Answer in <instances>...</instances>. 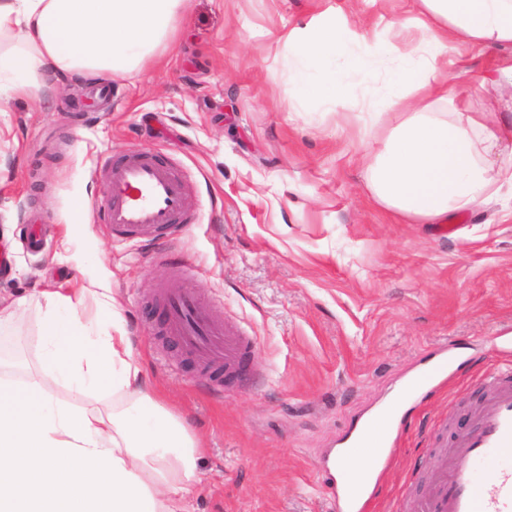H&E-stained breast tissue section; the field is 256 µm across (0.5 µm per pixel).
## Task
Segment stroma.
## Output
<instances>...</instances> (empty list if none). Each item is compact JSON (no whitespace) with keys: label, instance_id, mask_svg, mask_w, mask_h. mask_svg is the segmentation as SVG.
Returning <instances> with one entry per match:
<instances>
[{"label":"stroma","instance_id":"1","mask_svg":"<svg viewBox=\"0 0 512 512\" xmlns=\"http://www.w3.org/2000/svg\"><path fill=\"white\" fill-rule=\"evenodd\" d=\"M391 41L413 0H191L172 45L123 77L75 75L37 95L0 92V307L15 312L7 375L42 373L34 329L50 292L102 286L160 402L203 455L191 512H334L323 456L399 397L440 352L458 367L413 406L377 491V512H416L447 432H463L512 369L493 338L512 331V190L450 224H403L367 187L363 142L400 121L359 120L350 73L337 104L297 103L284 38L321 13ZM511 46H459L437 63L449 93L467 73L494 82L474 112H504ZM164 157L187 180L188 225L151 241L96 221L97 158ZM43 243L30 248V225ZM200 289L212 319L254 336L233 382L166 333L161 289Z\"/></svg>","mask_w":512,"mask_h":512}]
</instances>
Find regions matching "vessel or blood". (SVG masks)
Instances as JSON below:
<instances>
[{"mask_svg":"<svg viewBox=\"0 0 512 512\" xmlns=\"http://www.w3.org/2000/svg\"><path fill=\"white\" fill-rule=\"evenodd\" d=\"M98 172L106 200L104 219L116 236L144 238L176 229L188 184L171 165L139 153L117 160L106 155ZM160 299L167 310V334L203 367H223L225 379L233 380L254 346L252 338L213 320L198 289L174 286ZM447 380L448 361L441 358L411 377L405 392L413 398L443 387ZM397 415L394 407L380 411V424L366 425L350 447L372 450L383 465H390L402 435L395 425ZM452 446L447 470L421 512H512V373L493 378L471 427L453 436ZM333 465L338 472L331 488L336 512H375L380 471L341 455Z\"/></svg>","mask_w":512,"mask_h":512,"instance_id":"obj_1","label":"vessel or blood"}]
</instances>
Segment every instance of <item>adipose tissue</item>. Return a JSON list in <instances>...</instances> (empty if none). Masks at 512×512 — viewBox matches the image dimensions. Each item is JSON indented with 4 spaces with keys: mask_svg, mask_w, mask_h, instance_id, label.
I'll list each match as a JSON object with an SVG mask.
<instances>
[{
    "mask_svg": "<svg viewBox=\"0 0 512 512\" xmlns=\"http://www.w3.org/2000/svg\"><path fill=\"white\" fill-rule=\"evenodd\" d=\"M431 33L387 79L366 109L379 118L406 108L367 156L376 203L410 224H435L512 188V122L467 111H428L447 99L431 81L437 57L460 42L512 44V0H418ZM188 0H0V83L32 93L48 76L119 77L141 69L174 39ZM295 97L333 104L347 72L375 80V61L392 49L343 23L290 32ZM118 312L108 291L87 309L84 292L47 296L36 325L43 374L0 377V512H184L200 450L183 422L142 388V370L125 335L112 334ZM69 400H59L54 384ZM121 393V405L92 403Z\"/></svg>",
    "mask_w": 512,
    "mask_h": 512,
    "instance_id": "ef3b65f1",
    "label": "adipose tissue"
}]
</instances>
